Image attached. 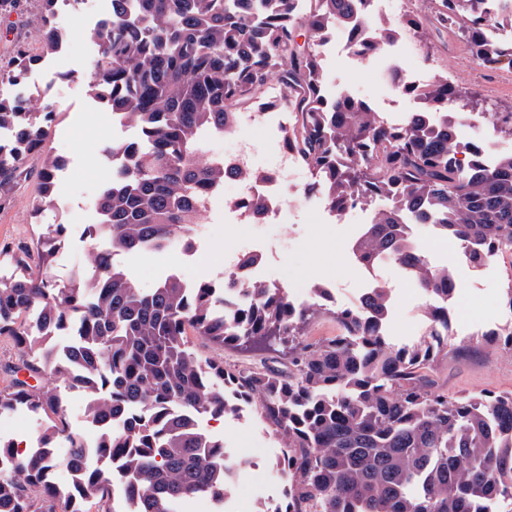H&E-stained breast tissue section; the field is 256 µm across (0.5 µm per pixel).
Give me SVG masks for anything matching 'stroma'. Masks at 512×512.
I'll list each match as a JSON object with an SVG mask.
<instances>
[{"label": "stroma", "mask_w": 512, "mask_h": 512, "mask_svg": "<svg viewBox=\"0 0 512 512\" xmlns=\"http://www.w3.org/2000/svg\"><path fill=\"white\" fill-rule=\"evenodd\" d=\"M99 20V15L89 11L57 17V24L67 34L63 49L34 65L20 84L9 87L11 94L30 100L32 105H56L45 149L63 161L55 190L63 207L58 210L49 205L41 213H33L38 183L33 178L22 183L10 204L0 209L2 269H9V256L19 243L35 241L48 227L61 224L65 227L61 246L64 267L54 276L65 281L80 270L88 254L80 239L97 223L95 200L112 175V165L102 151L138 134L136 127L119 124L109 108L89 92V67L97 54L89 32ZM19 42L34 50L40 47L37 0H20L16 10L0 13L1 65ZM320 58L328 97L348 91L379 113L404 115L416 108V101L400 93L392 79L383 75L381 56L356 61L346 52L325 49ZM399 67L404 75L415 73L426 79L442 75L458 88L478 93L480 111L512 112V68L478 66L452 33L434 31L423 41L405 34L400 40ZM234 193V186H225L223 195L204 215L208 235L195 238L192 247L176 239L160 251L120 253L115 257L116 266L142 289L155 287L175 272L219 287L224 280V242L242 236L247 243L263 245L265 277L280 281L295 299H310L318 285L329 289L340 285L349 291L363 287L366 270L355 261L351 246L370 223L374 206L338 220L325 214L320 197L307 199L298 191L286 196L280 221L244 225L227 216ZM458 253V245L452 243L432 258L433 264L452 268L456 283L454 347L436 367V385L452 398L512 392V352L493 343L473 350L463 347L477 334L512 323V310L504 302V288L512 277V256H495L475 269L462 262ZM380 285L389 293L385 329L389 340L396 344L419 340L426 329L424 310L429 297L396 267L383 272ZM202 426L223 439L231 457L253 455L258 459L255 468L243 471L228 488V499L237 512H262L282 498L287 481L276 471L274 461L283 441L255 408L205 420Z\"/></svg>", "instance_id": "1"}]
</instances>
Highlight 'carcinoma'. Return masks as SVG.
Here are the masks:
<instances>
[{"instance_id": "cac0c4a2", "label": "carcinoma", "mask_w": 512, "mask_h": 512, "mask_svg": "<svg viewBox=\"0 0 512 512\" xmlns=\"http://www.w3.org/2000/svg\"><path fill=\"white\" fill-rule=\"evenodd\" d=\"M40 51L19 45L0 73L20 81L44 56L58 52L66 33L56 24L57 0H38ZM295 0H112V13L90 31L99 56L88 87L112 113L137 126L140 137L118 150L129 166L115 172L98 199L99 222L88 237L111 252L161 250L178 237L192 245L203 223L202 196L224 184V168L204 161L201 129L230 130L237 110L257 98L269 77L294 114L284 131L313 186L339 214L377 200L371 224L352 252L364 267L379 258L411 266L416 285L441 300L427 308L428 332L413 346L387 341L382 324L389 294L372 290L359 308L333 312L339 333L304 339L318 313L285 288L224 281L246 296L224 314L222 295L209 283L189 291L170 276L144 291L121 270L102 265L90 249L85 267L60 283L51 270L64 225L20 244L14 267L0 277V337L19 349L7 363L0 413L24 406L45 414L37 434L47 448L66 433L67 408L50 390L49 376L80 377L85 415L105 422L96 442L104 459L118 457L141 512H174L188 498H224L234 460L224 442L204 433L213 419L254 406L283 439L274 466L288 478L272 512H478L487 501L512 497V392L450 398L436 387L439 357L448 356V299L454 280L411 242L410 225L430 224L460 246L474 268L512 253V149L485 170L477 151H465L454 131L466 113L456 86L435 77L422 87L398 88L423 107L398 125L385 122L366 101L327 100L315 46L336 25L362 24L361 57L381 51L405 28L426 38L429 28L450 30L471 58L512 68V47L492 43L483 0H421L425 8L396 24L351 3L313 0L306 26L312 42L299 45ZM444 113L438 128L424 115ZM55 108L34 112L20 96L0 94V207L8 204L38 160L40 183L33 211L52 201L63 161L44 150ZM81 337L72 357H52L42 330L73 323ZM244 352L288 348V364L263 358L249 368L200 359L188 332ZM125 421L122 429L112 419ZM0 512H90L104 509L110 470L83 461L70 441L63 457L20 455L0 441ZM82 469L80 483L60 485L57 471Z\"/></svg>"}]
</instances>
